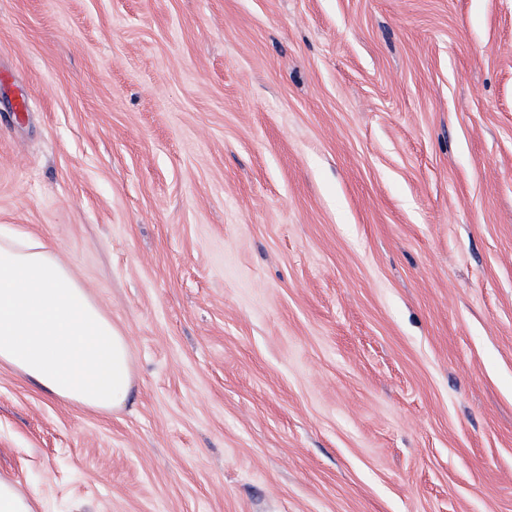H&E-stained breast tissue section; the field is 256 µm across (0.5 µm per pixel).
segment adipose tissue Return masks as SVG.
I'll return each instance as SVG.
<instances>
[{
  "label": "adipose tissue",
  "instance_id": "ef3b65f1",
  "mask_svg": "<svg viewBox=\"0 0 512 512\" xmlns=\"http://www.w3.org/2000/svg\"><path fill=\"white\" fill-rule=\"evenodd\" d=\"M0 364L106 413L124 405L132 382L126 336L54 250L18 228L0 231Z\"/></svg>",
  "mask_w": 512,
  "mask_h": 512
}]
</instances>
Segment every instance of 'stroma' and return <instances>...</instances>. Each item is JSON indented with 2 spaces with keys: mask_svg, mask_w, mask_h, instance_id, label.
I'll return each mask as SVG.
<instances>
[{
  "mask_svg": "<svg viewBox=\"0 0 512 512\" xmlns=\"http://www.w3.org/2000/svg\"><path fill=\"white\" fill-rule=\"evenodd\" d=\"M2 224L132 357L35 512H512V0H0Z\"/></svg>",
  "mask_w": 512,
  "mask_h": 512,
  "instance_id": "35a3bbf8",
  "label": "stroma"
}]
</instances>
